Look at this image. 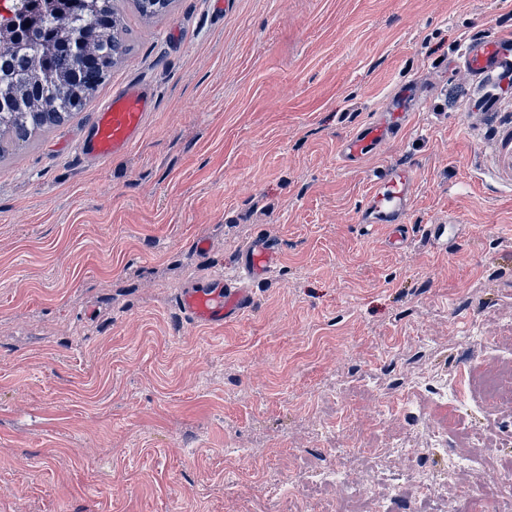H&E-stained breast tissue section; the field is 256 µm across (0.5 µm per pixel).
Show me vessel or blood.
Wrapping results in <instances>:
<instances>
[{"label":"vessel or blood","instance_id":"1","mask_svg":"<svg viewBox=\"0 0 512 512\" xmlns=\"http://www.w3.org/2000/svg\"><path fill=\"white\" fill-rule=\"evenodd\" d=\"M458 64L475 83L486 87V110H495L508 86L512 85V36L471 37L464 41ZM415 93L411 86L399 88L390 111L381 113L371 124L357 128L340 146L342 161L357 162L379 153L391 140L408 128L407 113ZM152 102L143 88L129 84L112 92L96 112L88 134L81 139V157L106 163L125 154L141 137ZM496 151L492 177L500 185L512 186V119L501 118L492 129ZM414 177L397 166L384 168L370 180L367 205L359 215L363 224H390L398 238L409 232L407 217L412 204ZM277 255L257 244L244 253L232 268L215 273L204 282L184 289L178 307L190 323L220 328L252 306V280L268 275Z\"/></svg>","mask_w":512,"mask_h":512}]
</instances>
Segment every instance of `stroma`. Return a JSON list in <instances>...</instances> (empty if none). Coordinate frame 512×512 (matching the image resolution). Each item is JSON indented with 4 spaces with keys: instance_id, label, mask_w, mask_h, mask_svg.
I'll list each match as a JSON object with an SVG mask.
<instances>
[{
    "instance_id": "obj_1",
    "label": "stroma",
    "mask_w": 512,
    "mask_h": 512,
    "mask_svg": "<svg viewBox=\"0 0 512 512\" xmlns=\"http://www.w3.org/2000/svg\"><path fill=\"white\" fill-rule=\"evenodd\" d=\"M117 8L129 50L86 109L0 159V512H345L366 476L420 512L421 471L466 512L464 459L512 464V411L472 383L512 366V192L455 60L466 37L512 35V0ZM406 82L411 129L343 166ZM129 83L156 101L143 137L80 158ZM386 163L415 174L400 249L358 221ZM451 218L446 244L422 238ZM256 241L280 259L253 307L182 320L180 292ZM446 377L454 397L430 401L420 382ZM323 467L348 485L316 494Z\"/></svg>"
}]
</instances>
